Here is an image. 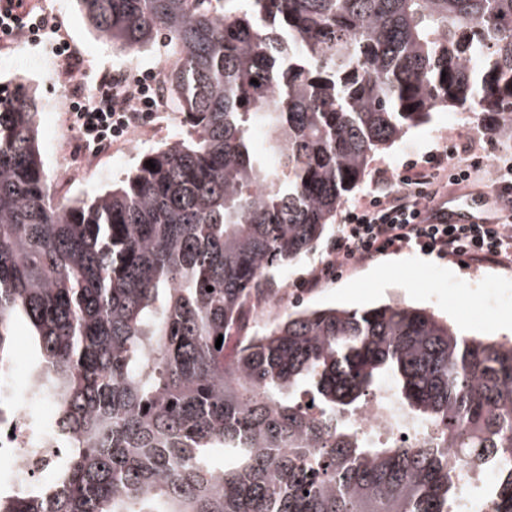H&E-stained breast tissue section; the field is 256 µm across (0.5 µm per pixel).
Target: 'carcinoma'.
I'll return each mask as SVG.
<instances>
[{"label":"carcinoma","instance_id":"obj_1","mask_svg":"<svg viewBox=\"0 0 512 512\" xmlns=\"http://www.w3.org/2000/svg\"><path fill=\"white\" fill-rule=\"evenodd\" d=\"M79 2L116 50L169 40L184 131L112 189L63 200L35 88H0V378L24 317L33 396L72 439L0 489V512H459L456 479L489 457L477 495L512 512L511 341L398 303L240 334L253 291L318 245L407 129L477 99L512 140V0ZM385 383L454 453L340 422Z\"/></svg>","mask_w":512,"mask_h":512}]
</instances>
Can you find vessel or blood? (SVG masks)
<instances>
[{
  "mask_svg": "<svg viewBox=\"0 0 512 512\" xmlns=\"http://www.w3.org/2000/svg\"><path fill=\"white\" fill-rule=\"evenodd\" d=\"M512 212V200L500 189L452 185L445 198L424 212L429 224H498Z\"/></svg>",
  "mask_w": 512,
  "mask_h": 512,
  "instance_id": "b4317fda",
  "label": "vessel or blood"
}]
</instances>
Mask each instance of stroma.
Masks as SVG:
<instances>
[{
    "mask_svg": "<svg viewBox=\"0 0 512 512\" xmlns=\"http://www.w3.org/2000/svg\"><path fill=\"white\" fill-rule=\"evenodd\" d=\"M51 13L61 32L76 46L84 63L79 80L92 88L99 71L109 68L133 77L143 70H160L168 55L164 41H157L134 54L112 48L89 26L78 0H37ZM15 63L0 57V82L16 77L28 79L42 101L38 143L41 157L55 180L58 196L82 199L111 189L136 165L138 158L153 150V143L137 144L114 157L103 152L85 160L81 145L70 126L66 110L68 85L63 80L50 43L38 45L18 41L10 48ZM470 141L480 158V176H487L493 162L512 160V142L476 126L472 114L440 109L424 125L408 130L389 148L376 153L371 170L399 171L409 159H418L436 148L459 146ZM331 237H324L316 249L299 262L282 268L276 275L277 288L295 290L330 258ZM401 302L424 307L448 319L468 335H495L512 340V266L469 264L406 248L342 269L338 277L308 289L302 299L289 301L299 306L345 308ZM11 350V372L4 381L7 389L22 382V373H34L40 358L25 322H18Z\"/></svg>",
    "mask_w": 512,
    "mask_h": 512,
    "instance_id": "35a3bbf8",
    "label": "stroma"
}]
</instances>
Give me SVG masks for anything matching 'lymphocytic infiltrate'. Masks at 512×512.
Returning <instances> with one entry per match:
<instances>
[{
  "mask_svg": "<svg viewBox=\"0 0 512 512\" xmlns=\"http://www.w3.org/2000/svg\"><path fill=\"white\" fill-rule=\"evenodd\" d=\"M24 30L30 43L52 38V52L67 74L81 70L72 42L58 37L52 15L29 0H0V41H11ZM157 76L145 70L134 81L104 70L92 91L69 97L67 110L81 143L101 153L127 132L140 111L158 104ZM448 149L409 160L401 174L379 170L363 203L349 208L331 247L330 259L318 278L333 270L405 248L428 249L439 257L466 263L512 265V224H428L421 217L427 204L453 181H467L469 166L447 168Z\"/></svg>",
  "mask_w": 512,
  "mask_h": 512,
  "instance_id": "lymphocytic-infiltrate-1",
  "label": "lymphocytic infiltrate"
}]
</instances>
